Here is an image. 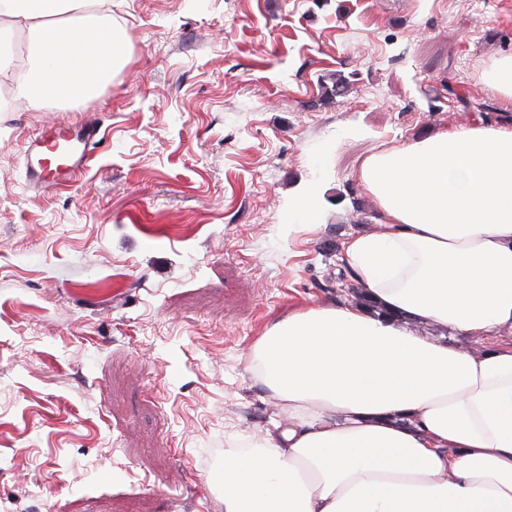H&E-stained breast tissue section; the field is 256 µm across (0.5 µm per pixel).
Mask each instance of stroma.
<instances>
[{"instance_id": "35a3bbf8", "label": "stroma", "mask_w": 512, "mask_h": 512, "mask_svg": "<svg viewBox=\"0 0 512 512\" xmlns=\"http://www.w3.org/2000/svg\"><path fill=\"white\" fill-rule=\"evenodd\" d=\"M128 61L88 100L11 99L0 75V512H224V446L282 422L251 368L276 320L346 301L343 243L374 229L369 155L512 112L483 77L512 0H112ZM346 96L327 97L336 75ZM101 140L35 191L43 126ZM321 182V219L288 201Z\"/></svg>"}]
</instances>
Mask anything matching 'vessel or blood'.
I'll use <instances>...</instances> for the list:
<instances>
[{"mask_svg": "<svg viewBox=\"0 0 512 512\" xmlns=\"http://www.w3.org/2000/svg\"><path fill=\"white\" fill-rule=\"evenodd\" d=\"M96 135V129L88 126L76 133L65 126L42 131L24 149L27 184L42 190L60 178L80 173L92 156Z\"/></svg>", "mask_w": 512, "mask_h": 512, "instance_id": "1", "label": "vessel or blood"}]
</instances>
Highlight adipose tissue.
<instances>
[{
  "instance_id": "adipose-tissue-1",
  "label": "adipose tissue",
  "mask_w": 512,
  "mask_h": 512,
  "mask_svg": "<svg viewBox=\"0 0 512 512\" xmlns=\"http://www.w3.org/2000/svg\"><path fill=\"white\" fill-rule=\"evenodd\" d=\"M88 0H0L30 37L16 98L39 110L96 97L126 33L59 16ZM377 229L343 260L381 311L323 305L275 321L251 359L288 420L224 451V512H512V128L442 129L368 156ZM418 332L424 336H430L434 338H440L442 334H444V338L446 341H448L449 346H459L461 345L464 349L467 348H491L498 344H506L509 343L511 345L512 339L507 338H498L497 340H487L485 339L483 342L477 341L475 338H464L462 336H453L449 332L445 331L444 329H441L439 327L434 326H423L419 327Z\"/></svg>"
}]
</instances>
